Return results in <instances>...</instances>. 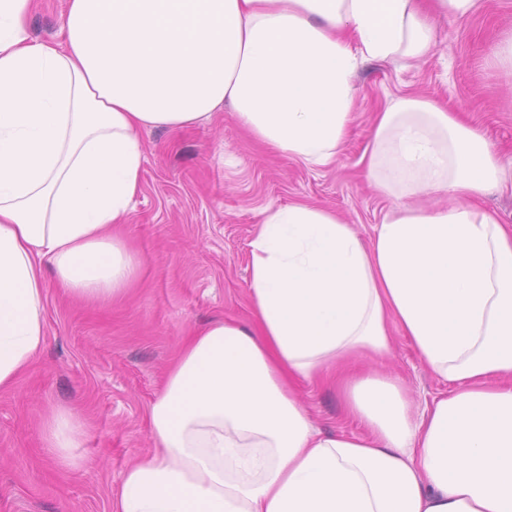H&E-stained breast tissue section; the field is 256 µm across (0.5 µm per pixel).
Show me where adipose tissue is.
Returning a JSON list of instances; mask_svg holds the SVG:
<instances>
[{"label":"adipose tissue","mask_w":512,"mask_h":512,"mask_svg":"<svg viewBox=\"0 0 512 512\" xmlns=\"http://www.w3.org/2000/svg\"><path fill=\"white\" fill-rule=\"evenodd\" d=\"M477 0H67L57 40L36 0H0V390L45 342V280L71 299L125 295L143 261L119 229L140 191L146 129L228 104L273 153L326 168L368 60L426 58L432 20ZM362 172L392 207L363 242L335 212H260L251 319L196 331L147 410L153 448L113 512H512V227L478 201L512 160L415 94L376 112ZM428 207H420V200ZM410 344L448 392L414 412L364 356ZM332 383L356 431H319L302 384ZM65 464L85 434L54 408Z\"/></svg>","instance_id":"1"}]
</instances>
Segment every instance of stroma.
Here are the masks:
<instances>
[{
  "instance_id": "1",
  "label": "stroma",
  "mask_w": 512,
  "mask_h": 512,
  "mask_svg": "<svg viewBox=\"0 0 512 512\" xmlns=\"http://www.w3.org/2000/svg\"><path fill=\"white\" fill-rule=\"evenodd\" d=\"M510 37L512 0H480L468 16L439 21L425 61L365 62L344 150L328 168L267 152L224 109L178 132L142 131L141 190L125 227L144 259L140 278L121 300L95 306L47 283L43 350L0 392V512H111L127 465L151 447L147 409L184 337L224 318L250 320L247 243L263 207L321 206L373 237L391 203L371 190L359 160L387 98L446 103L512 157V67L497 58ZM380 366L401 376L415 406L447 390L403 338ZM299 398L320 429L352 430L335 387H306ZM52 407L87 425L78 467L44 446Z\"/></svg>"
}]
</instances>
